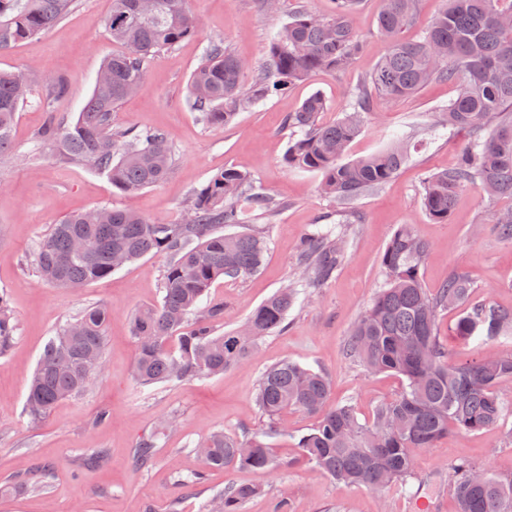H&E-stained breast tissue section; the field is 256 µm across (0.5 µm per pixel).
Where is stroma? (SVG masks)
I'll list each match as a JSON object with an SVG mask.
<instances>
[{
  "label": "stroma",
  "instance_id": "1",
  "mask_svg": "<svg viewBox=\"0 0 512 512\" xmlns=\"http://www.w3.org/2000/svg\"><path fill=\"white\" fill-rule=\"evenodd\" d=\"M295 0H281L278 12L264 0H187L197 31L149 64L141 90L113 111V123L137 131L163 129L174 153L171 175L160 185L125 194L106 176L54 156L36 140L45 121L42 104L52 79L68 80L66 98L55 105L64 121H73L89 99L104 59L121 53L105 26L111 0H76L71 13L46 33L0 53V70H29L34 81L21 104L15 127V156L0 160V290L10 298L18 331L7 355L0 357V512H201L203 503L224 488L259 484L262 495L243 512H271L280 492H288L293 512H416L420 481L443 474L459 458L476 461L498 477L512 475V383L500 389L504 406L497 426L457 433L419 450L416 482L377 493L343 487L299 458L296 442L315 424L314 417L289 410L280 420L287 434L273 437L283 467L266 474L228 468L205 472L195 488L183 478L202 471L195 444L211 432L244 437L267 431L269 422L253 404L261 373L282 361L326 372L331 403L352 404L360 422L371 421L379 403L399 395L401 377L371 373L349 357L351 326L383 288L381 255L401 224L413 225L431 245L420 270L428 291H436L449 273H466L472 298L512 308V244L500 240L492 215L511 205L464 190L447 223L429 219L421 206L424 179L454 165L467 141L439 121L455 91L445 82L423 85L414 95L380 98L364 117L360 134L346 157L354 160L391 146L398 138L417 141L398 174L366 192L350 208L360 216L349 239L345 261L323 287L301 290L282 332L264 337L250 356L224 373L191 381L139 387L133 380L137 342L129 319L136 309L159 304L165 255L147 256L110 277L80 289L56 288L36 270L35 251L51 224L66 215L101 205L136 210L161 222H176L194 190L225 167L248 173L255 185L285 203L268 219L252 213L251 227L263 228L267 252L262 268L245 278L216 279L209 299L222 302L218 331L239 328L267 297L298 282V246L318 224H336L347 206L322 196L317 173L288 168L283 157L294 135L285 118L312 94H321V121L333 122L352 110V93L362 77L385 55L376 32L380 0H362L354 16L363 54L341 75L310 74L287 90L241 108L229 125L202 123L188 101L194 70L209 41L223 40L227 50L259 69L269 43L287 23ZM93 305L106 307L105 372L83 394L59 402L34 421L25 404L31 374L55 329ZM457 310L441 311L438 329L453 360L474 353L512 351V336L464 342L452 328ZM176 420L163 436L153 460L137 464L139 440L161 422ZM102 461H94L95 452Z\"/></svg>",
  "mask_w": 512,
  "mask_h": 512
}]
</instances>
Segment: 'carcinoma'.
I'll use <instances>...</instances> for the list:
<instances>
[{"label": "carcinoma", "mask_w": 512, "mask_h": 512, "mask_svg": "<svg viewBox=\"0 0 512 512\" xmlns=\"http://www.w3.org/2000/svg\"><path fill=\"white\" fill-rule=\"evenodd\" d=\"M138 0H112L105 25L112 39L127 52L107 58L105 78L75 122L65 126L51 102L64 97L68 82L52 81L46 94V121L36 139L56 155L105 174L112 187L138 192L162 183L172 172L173 158L160 130L137 133L112 125L115 107L142 85L146 67L164 49L196 31L185 0H154L155 9L142 14ZM419 0H383L377 33L385 38L387 54L366 74L355 92L357 110L322 123L324 98L315 93L288 113V128L300 137L288 145L284 161L290 168L321 175V190L343 202L390 181L407 161L411 142L370 156L346 161L350 142L360 133L362 114L379 97L413 95L428 81H447L456 95L441 110L452 131L469 140L456 165L430 174L423 184L421 205L429 218L448 222L455 199L467 188L512 200V0H445L427 29L415 40L402 33L415 23ZM74 0H0V52L45 33L72 9ZM327 17L313 13L300 0L288 23L274 37L265 66L244 83L246 64L214 40L205 48L193 72L189 103L202 122L228 125L237 108L281 91L314 71L342 74L360 58L362 42L353 27L360 0H333ZM32 91V82L18 83L15 72L0 71V159L13 154L17 112ZM247 199L253 212L275 216L283 202L253 186L242 171L227 167L195 191L183 219L177 223L151 220L141 214L101 207L67 215L51 225L37 246V272L42 281L59 288H81L115 272L112 254L125 263L158 252L169 256L157 305L137 310L131 330L139 346L134 380L139 386L201 379L242 362L251 345L285 328L298 289L277 290L245 321L251 336L217 333L224 314L221 302L204 301L219 277L237 280L256 272L267 250L263 232L255 229L226 233L245 223L240 208ZM492 229L512 243V207L492 216ZM343 229L318 230L298 248L301 285L320 288L333 278L346 257ZM83 249L74 248L75 240ZM430 245L413 225L400 224L387 243L382 266L387 283L355 323L348 351L372 372H393L406 380L401 393L379 405L369 423H362L349 405L327 406L330 380L322 372L283 361L267 368L259 379L254 401L270 423L269 430L243 440L216 431L199 447L203 470L182 485L193 487L208 469L239 467L268 472L281 465L269 438L286 435L280 415L292 409L317 417V423L297 443L299 458L313 464L335 482L382 492L405 487L415 477L417 451L458 432H478L497 424L503 412L499 389L512 382V352L453 361L437 333L439 312L460 307L453 331L465 341L482 342L512 333V308L492 300L471 302L472 283L458 271L433 295L426 292L420 266ZM109 312L86 309L50 337L31 377L26 411L34 420L45 417L61 400L77 396L102 374V357ZM17 323L7 294L0 292V356L12 347ZM177 337L170 350L167 342ZM162 432L143 437L136 461H152ZM480 465L461 460L448 468V489L457 512H512V477L485 475L474 481ZM257 485L228 489L205 505V512H242L260 493Z\"/></svg>", "instance_id": "1"}]
</instances>
